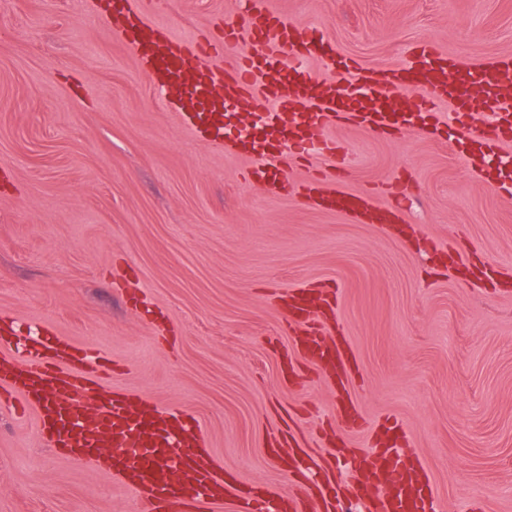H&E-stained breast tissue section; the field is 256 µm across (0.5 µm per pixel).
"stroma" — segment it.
<instances>
[{"label":"stroma","instance_id":"obj_1","mask_svg":"<svg viewBox=\"0 0 512 512\" xmlns=\"http://www.w3.org/2000/svg\"><path fill=\"white\" fill-rule=\"evenodd\" d=\"M103 0H0V328L12 353L55 331L112 363L114 391L196 418L226 480L285 493L406 430L444 512H512V198L447 144L351 125L342 187L402 179L406 225L356 224L296 191L329 168L281 155L291 191L244 181L253 156L195 138ZM338 61L377 70L421 43L472 65L512 54V0H271ZM181 39L240 0H132ZM470 255L471 270L456 253ZM330 284L368 426L296 360L283 290ZM0 512H139L111 470L50 450L0 390Z\"/></svg>","mask_w":512,"mask_h":512}]
</instances>
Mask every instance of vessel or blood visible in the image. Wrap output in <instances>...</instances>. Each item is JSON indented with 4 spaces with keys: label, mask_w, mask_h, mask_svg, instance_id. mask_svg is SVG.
I'll return each mask as SVG.
<instances>
[{
    "label": "vessel or blood",
    "mask_w": 512,
    "mask_h": 512,
    "mask_svg": "<svg viewBox=\"0 0 512 512\" xmlns=\"http://www.w3.org/2000/svg\"><path fill=\"white\" fill-rule=\"evenodd\" d=\"M223 32L225 46L237 50L224 68L210 64L207 42L162 35L140 18L126 25L123 39L136 50L155 86L175 90L171 106L195 135L222 142L225 101L264 100L268 140H237L243 153L263 157L317 144L329 160L340 163L343 150L329 135L337 120L348 119L377 136L429 131L443 103L461 123L478 112L490 118L482 131L453 143V151L467 159H483L495 143L512 140V55L465 68L425 43L411 64H394L377 75L352 64L337 65L317 29L296 26L265 0H248L246 11L225 24ZM311 59L323 63L327 78L310 72L306 63ZM409 88L418 89V97L397 109L394 90ZM304 195L356 222L382 219L371 193L329 190L321 177L308 180ZM285 303L303 337L301 357L318 364L320 375L346 397L342 429L363 430L365 417L347 397L357 368L352 347L344 331L329 340L314 329L320 315L333 311L334 298L299 288L287 291ZM8 344V337L0 336V384H8L24 406L35 409L51 450L107 464L127 486L143 492L141 512H186L192 505L211 510L223 504L224 480L204 454L193 418L108 390L95 393L96 411H86L80 397L91 392L92 379L84 349L52 333L17 357L3 355ZM356 462L357 489L370 492L374 512H436L429 485L401 450L379 448L361 453ZM313 495V486L303 485L269 504L249 489L244 502L252 512H303Z\"/></svg>",
    "instance_id": "obj_1"
}]
</instances>
